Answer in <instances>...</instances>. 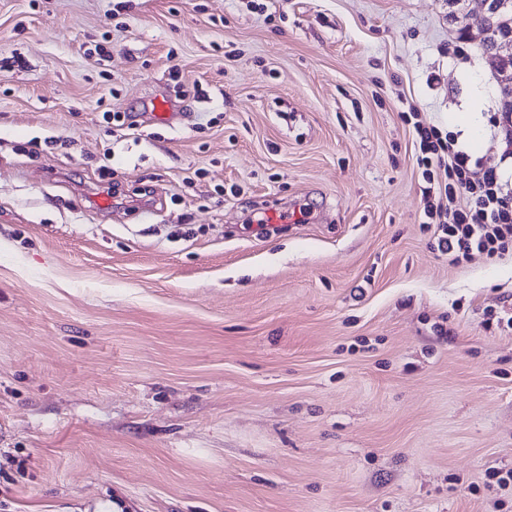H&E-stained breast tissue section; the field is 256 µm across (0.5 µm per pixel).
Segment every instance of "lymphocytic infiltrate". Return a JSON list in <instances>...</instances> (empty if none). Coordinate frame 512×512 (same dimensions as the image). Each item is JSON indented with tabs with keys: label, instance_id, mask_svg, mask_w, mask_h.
<instances>
[{
	"label": "lymphocytic infiltrate",
	"instance_id": "1",
	"mask_svg": "<svg viewBox=\"0 0 512 512\" xmlns=\"http://www.w3.org/2000/svg\"><path fill=\"white\" fill-rule=\"evenodd\" d=\"M414 129L424 180V214L434 226L439 256L456 264L475 251L490 256L506 251L512 244V211L500 202L496 171L457 149L437 127L418 121ZM437 159L444 167L441 181L432 170Z\"/></svg>",
	"mask_w": 512,
	"mask_h": 512
}]
</instances>
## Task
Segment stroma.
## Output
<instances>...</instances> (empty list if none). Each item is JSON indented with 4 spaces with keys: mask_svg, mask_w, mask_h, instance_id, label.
I'll use <instances>...</instances> for the list:
<instances>
[{
    "mask_svg": "<svg viewBox=\"0 0 512 512\" xmlns=\"http://www.w3.org/2000/svg\"><path fill=\"white\" fill-rule=\"evenodd\" d=\"M449 12L0 0V512H512V249L438 257L405 120L512 199Z\"/></svg>",
    "mask_w": 512,
    "mask_h": 512,
    "instance_id": "obj_1",
    "label": "stroma"
}]
</instances>
